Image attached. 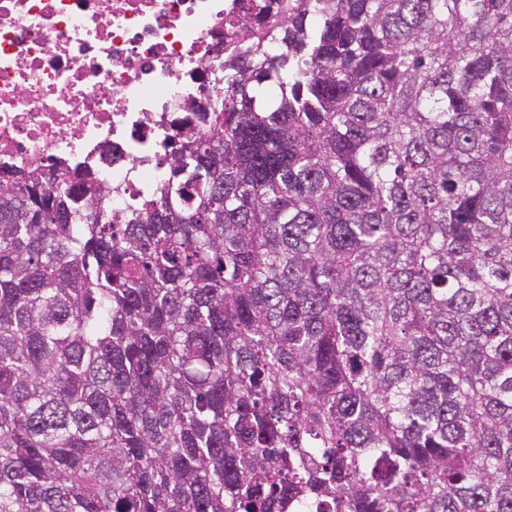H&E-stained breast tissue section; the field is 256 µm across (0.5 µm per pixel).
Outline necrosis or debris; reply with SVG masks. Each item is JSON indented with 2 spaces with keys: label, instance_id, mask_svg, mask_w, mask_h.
<instances>
[{
  "label": "necrosis or debris",
  "instance_id": "necrosis-or-debris-1",
  "mask_svg": "<svg viewBox=\"0 0 512 512\" xmlns=\"http://www.w3.org/2000/svg\"><path fill=\"white\" fill-rule=\"evenodd\" d=\"M258 0H0V177L90 169L116 209L165 174Z\"/></svg>",
  "mask_w": 512,
  "mask_h": 512
}]
</instances>
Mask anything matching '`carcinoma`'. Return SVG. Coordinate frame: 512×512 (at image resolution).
<instances>
[{
  "mask_svg": "<svg viewBox=\"0 0 512 512\" xmlns=\"http://www.w3.org/2000/svg\"><path fill=\"white\" fill-rule=\"evenodd\" d=\"M156 192L0 188V512H512V0H270Z\"/></svg>",
  "mask_w": 512,
  "mask_h": 512,
  "instance_id": "cac0c4a2",
  "label": "carcinoma"
}]
</instances>
